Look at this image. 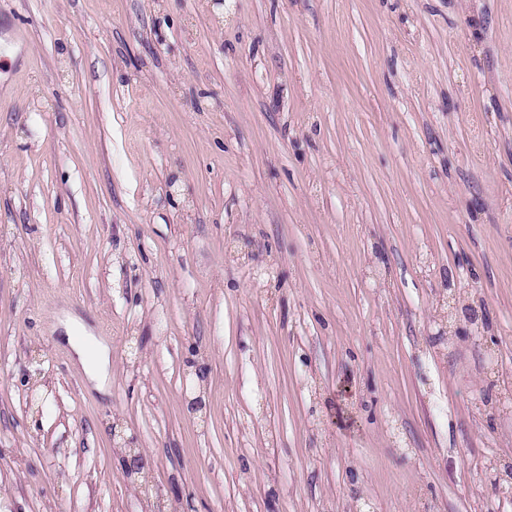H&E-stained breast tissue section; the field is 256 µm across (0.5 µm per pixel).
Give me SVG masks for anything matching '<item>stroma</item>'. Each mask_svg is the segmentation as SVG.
Instances as JSON below:
<instances>
[{
    "label": "stroma",
    "instance_id": "35a3bbf8",
    "mask_svg": "<svg viewBox=\"0 0 512 512\" xmlns=\"http://www.w3.org/2000/svg\"><path fill=\"white\" fill-rule=\"evenodd\" d=\"M0 44V512H512V0ZM69 342L91 379H96L109 365V355L104 349L89 351L84 344L69 336Z\"/></svg>",
    "mask_w": 512,
    "mask_h": 512
}]
</instances>
